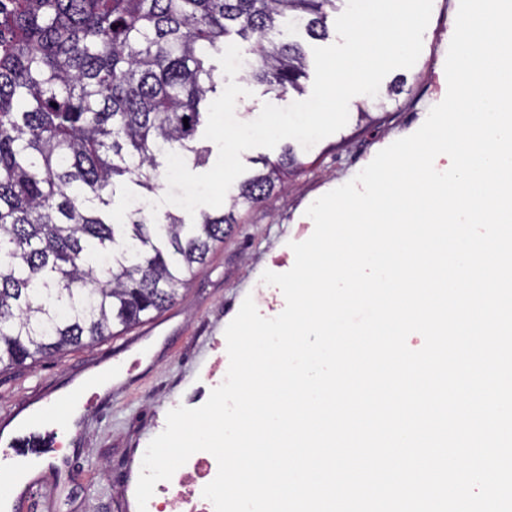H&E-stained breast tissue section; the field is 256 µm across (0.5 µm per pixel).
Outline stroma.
<instances>
[{
	"mask_svg": "<svg viewBox=\"0 0 512 512\" xmlns=\"http://www.w3.org/2000/svg\"><path fill=\"white\" fill-rule=\"evenodd\" d=\"M458 7L459 0H433L416 64L387 76L403 80L402 92L374 112L371 122L348 120L310 149L298 150L303 168L282 191L241 214L233 236L210 254L172 306L107 341L20 367L0 366L1 430L73 387L85 372L133 354L145 359L87 408L64 468L52 470L31 512H136L131 489L138 449L153 439L155 424L165 421L172 402L201 396L213 347L224 341L244 299L255 295L263 272L289 271L291 243L314 230L307 208L352 180L380 150L416 132L444 99V66Z\"/></svg>",
	"mask_w": 512,
	"mask_h": 512,
	"instance_id": "1",
	"label": "stroma"
}]
</instances>
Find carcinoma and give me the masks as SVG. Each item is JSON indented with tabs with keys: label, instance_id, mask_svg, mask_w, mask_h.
<instances>
[{
	"label": "carcinoma",
	"instance_id": "obj_1",
	"mask_svg": "<svg viewBox=\"0 0 512 512\" xmlns=\"http://www.w3.org/2000/svg\"><path fill=\"white\" fill-rule=\"evenodd\" d=\"M338 0H0V364L104 341L171 306L238 224L302 167L289 145L192 220L130 201L160 188L169 152L195 145L216 92L211 60L249 43V75L277 99L305 93L291 38L328 36ZM396 84L357 106L367 119ZM188 122H183V119Z\"/></svg>",
	"mask_w": 512,
	"mask_h": 512
}]
</instances>
